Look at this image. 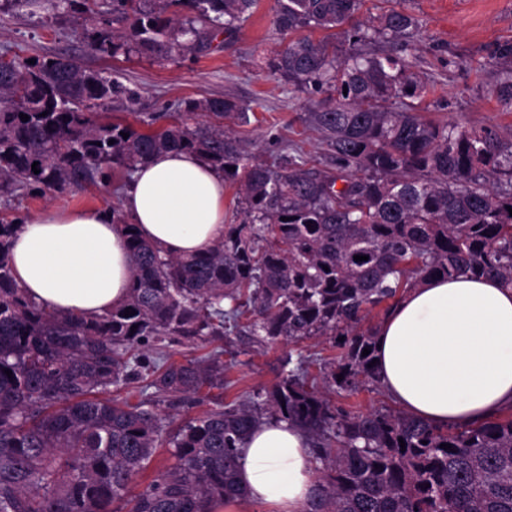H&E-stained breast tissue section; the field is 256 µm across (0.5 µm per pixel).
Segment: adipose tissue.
<instances>
[{"mask_svg":"<svg viewBox=\"0 0 512 512\" xmlns=\"http://www.w3.org/2000/svg\"><path fill=\"white\" fill-rule=\"evenodd\" d=\"M122 210L166 253H197L224 237V175L194 154H157L133 173ZM11 258L26 297L59 314L103 313L131 286L127 241L108 208L20 217ZM376 365L387 394L431 425L499 416L512 407V287L495 278L428 279L379 325ZM236 480L259 512H302L317 485L306 434L257 425Z\"/></svg>","mask_w":512,"mask_h":512,"instance_id":"1","label":"adipose tissue"}]
</instances>
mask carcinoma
<instances>
[{
    "label": "carcinoma",
    "instance_id": "obj_1",
    "mask_svg": "<svg viewBox=\"0 0 512 512\" xmlns=\"http://www.w3.org/2000/svg\"><path fill=\"white\" fill-rule=\"evenodd\" d=\"M10 2L87 14L96 21L93 51L161 64L207 51L258 5ZM364 4L275 0L281 33L340 29L347 42L340 52L327 39H291L275 62L295 90L324 95L308 120L326 143L327 170L295 154L273 164L244 154L232 125L248 121L246 103L188 100L185 119L147 132L98 119L112 100L139 96L112 74L66 55L33 64L0 57L1 197L53 195L116 170L129 177L159 153L183 151L224 172L243 214L224 239L176 257L112 208L132 286L122 304L95 316L57 314L29 300L10 264L16 222L0 224V512H211L242 499L240 447L262 421L308 436L318 492L303 512H512V414L439 428L328 398L381 384L372 365L376 332L405 292L439 276L512 285V128L441 125L413 111L408 101L425 86L410 62L356 47L377 37L407 47L422 24L403 6L366 15ZM494 57L503 73L496 98L512 108V43ZM247 313L252 320L239 326ZM229 332L248 347L325 337L339 353L330 361L301 356L272 388L174 424L157 402L191 403L224 389L229 365L218 353L175 361L164 342ZM132 382L153 395L130 403L121 392ZM160 447L173 463L138 487Z\"/></svg>",
    "mask_w": 512,
    "mask_h": 512
}]
</instances>
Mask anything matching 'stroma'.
<instances>
[{
    "label": "stroma",
    "instance_id": "stroma-1",
    "mask_svg": "<svg viewBox=\"0 0 512 512\" xmlns=\"http://www.w3.org/2000/svg\"><path fill=\"white\" fill-rule=\"evenodd\" d=\"M403 5L422 22L408 53L414 72L427 86L425 97L414 102L417 111L439 123L512 126V110L493 93L501 78L494 51L512 42V0H404ZM274 6V0H259L241 28L218 36L207 52L161 65L146 57L127 60L97 54L85 35L93 26L86 15L55 16L43 10L31 14L0 0V55H69L84 68L118 73L140 96L133 103L116 100L103 108L101 117L109 122L136 125L161 112H178L187 99L218 97L248 103L249 123L234 129L245 154L269 163L295 150L323 168L326 146L308 122L314 105L274 69L276 54L288 41L273 24ZM117 202L112 185L87 184L47 197L0 201V219L9 222L48 207L88 210ZM298 354L331 358L336 351L328 340L312 339L238 354L226 373L224 400L271 388L282 373L283 359Z\"/></svg>",
    "mask_w": 512,
    "mask_h": 512
}]
</instances>
